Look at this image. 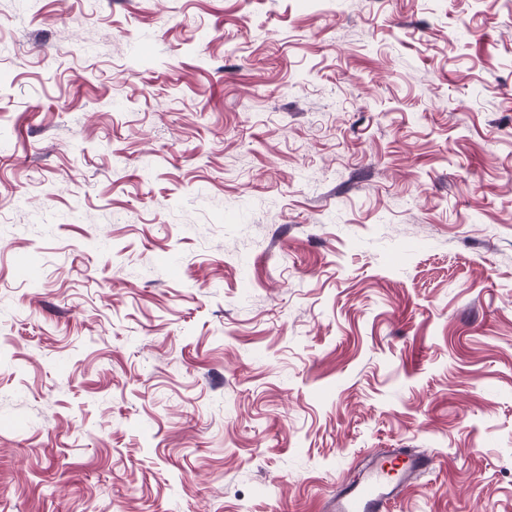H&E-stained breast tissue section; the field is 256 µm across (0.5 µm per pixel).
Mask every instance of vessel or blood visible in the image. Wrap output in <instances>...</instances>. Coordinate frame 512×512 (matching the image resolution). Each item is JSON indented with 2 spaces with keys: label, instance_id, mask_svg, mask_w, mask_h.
I'll return each mask as SVG.
<instances>
[{
  "label": "vessel or blood",
  "instance_id": "vessel-or-blood-1",
  "mask_svg": "<svg viewBox=\"0 0 512 512\" xmlns=\"http://www.w3.org/2000/svg\"><path fill=\"white\" fill-rule=\"evenodd\" d=\"M433 458L407 448H377L357 480L339 487L330 512H387L412 479L430 469Z\"/></svg>",
  "mask_w": 512,
  "mask_h": 512
}]
</instances>
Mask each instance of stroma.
Returning a JSON list of instances; mask_svg holds the SVG:
<instances>
[{
	"instance_id": "stroma-1",
	"label": "stroma",
	"mask_w": 512,
	"mask_h": 512,
	"mask_svg": "<svg viewBox=\"0 0 512 512\" xmlns=\"http://www.w3.org/2000/svg\"><path fill=\"white\" fill-rule=\"evenodd\" d=\"M512 512V0H0V512ZM433 457L409 448H377L357 480L342 484L327 506L333 512H386Z\"/></svg>"
}]
</instances>
